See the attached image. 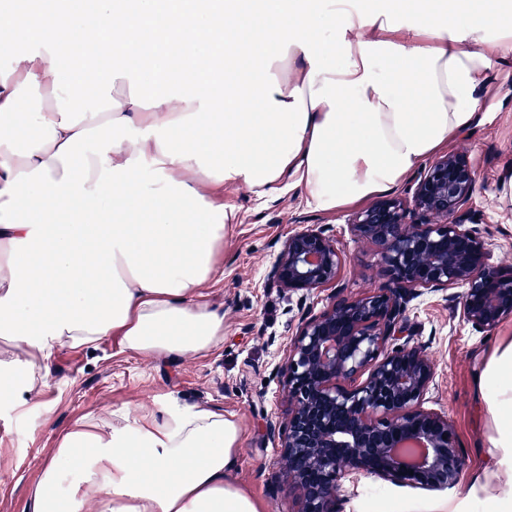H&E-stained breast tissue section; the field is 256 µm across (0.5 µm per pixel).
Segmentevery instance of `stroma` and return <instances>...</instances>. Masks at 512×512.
<instances>
[{"mask_svg": "<svg viewBox=\"0 0 512 512\" xmlns=\"http://www.w3.org/2000/svg\"><path fill=\"white\" fill-rule=\"evenodd\" d=\"M482 109L485 120L449 147L467 152L480 171L473 227L490 243L492 262L500 263L512 258V205L500 200L501 178L512 172V70L493 76ZM224 202L235 207L238 218L224 238L219 272L203 289L207 301L224 313L223 343L166 362L121 351L110 336L93 350H55L45 386L26 396L22 406L0 408V512H23L29 481L53 448L57 431L70 421L119 410L149 415L172 403L215 407L235 417L242 433L234 481L261 499L267 512H296L295 496L280 480L273 432L288 408L280 366L302 309L319 312L333 290L317 289L303 299L268 281L266 272L297 224H321L336 237L348 294L384 283L380 254L348 234L358 205L330 214L316 209L300 189L286 186L261 196L244 184L226 187ZM407 316L437 365L426 405L446 412L455 425L463 456L460 481L449 490L428 491L365 476L346 485L344 512H377L382 504L435 512L446 500L460 503L462 512H482L480 496L470 492L472 476L484 463L487 437L475 378L491 350L512 338V319L493 332H478L455 318L435 293L415 300Z\"/></svg>", "mask_w": 512, "mask_h": 512, "instance_id": "1", "label": "stroma"}]
</instances>
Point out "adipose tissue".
Masks as SVG:
<instances>
[{
    "instance_id": "obj_1",
    "label": "adipose tissue",
    "mask_w": 512,
    "mask_h": 512,
    "mask_svg": "<svg viewBox=\"0 0 512 512\" xmlns=\"http://www.w3.org/2000/svg\"><path fill=\"white\" fill-rule=\"evenodd\" d=\"M90 5L0 16L31 35L0 73L1 406L39 387L62 346L209 352L224 315L202 289L236 219L225 187L288 183L327 213L392 191L483 120L512 58V0ZM476 393L490 436L473 489L486 512H512V339ZM239 438L234 418L198 405L74 420L24 512H265L232 480Z\"/></svg>"
}]
</instances>
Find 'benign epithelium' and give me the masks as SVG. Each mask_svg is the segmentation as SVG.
<instances>
[{
	"label": "benign epithelium",
	"instance_id": "7a95c632",
	"mask_svg": "<svg viewBox=\"0 0 512 512\" xmlns=\"http://www.w3.org/2000/svg\"><path fill=\"white\" fill-rule=\"evenodd\" d=\"M479 178L469 156L452 150L424 167L411 197L386 196L357 212L348 233L378 247L386 276L357 297L338 285L344 255L323 226L288 232L268 279L292 293L336 285L321 312L301 314L281 366L280 477L299 512H342L344 483L358 475L430 491L458 484L454 425L424 407L436 364L406 311L440 293L480 332L512 319V263H491L488 242L469 227Z\"/></svg>",
	"mask_w": 512,
	"mask_h": 512
}]
</instances>
